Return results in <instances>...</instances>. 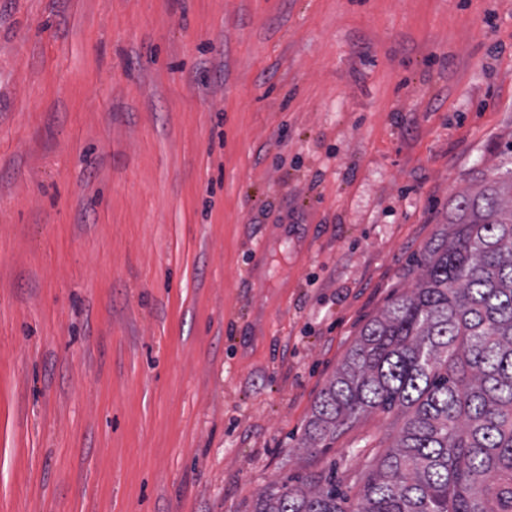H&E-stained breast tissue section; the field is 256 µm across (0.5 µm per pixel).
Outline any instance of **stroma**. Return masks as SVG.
I'll use <instances>...</instances> for the list:
<instances>
[{
  "mask_svg": "<svg viewBox=\"0 0 512 512\" xmlns=\"http://www.w3.org/2000/svg\"><path fill=\"white\" fill-rule=\"evenodd\" d=\"M512 139V0H0V512H253Z\"/></svg>",
  "mask_w": 512,
  "mask_h": 512,
  "instance_id": "1",
  "label": "stroma"
}]
</instances>
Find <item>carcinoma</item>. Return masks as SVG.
Wrapping results in <instances>:
<instances>
[{
	"instance_id": "obj_1",
	"label": "carcinoma",
	"mask_w": 512,
	"mask_h": 512,
	"mask_svg": "<svg viewBox=\"0 0 512 512\" xmlns=\"http://www.w3.org/2000/svg\"><path fill=\"white\" fill-rule=\"evenodd\" d=\"M419 268L364 326L303 442L401 412L357 505L328 477L263 491L254 512H512V170L492 167L458 193Z\"/></svg>"
}]
</instances>
